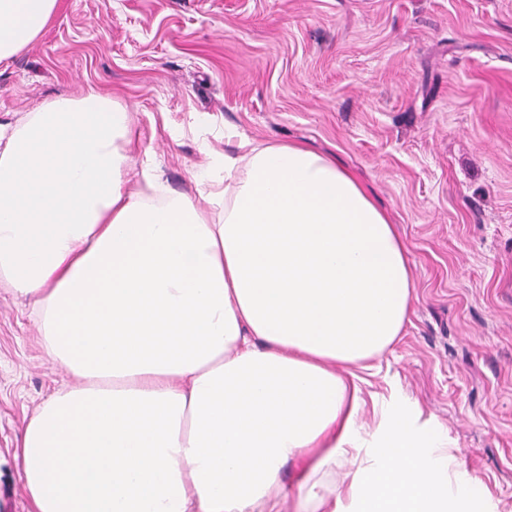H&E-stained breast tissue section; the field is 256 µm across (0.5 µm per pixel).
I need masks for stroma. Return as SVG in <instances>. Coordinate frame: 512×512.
<instances>
[{"label": "stroma", "mask_w": 512, "mask_h": 512, "mask_svg": "<svg viewBox=\"0 0 512 512\" xmlns=\"http://www.w3.org/2000/svg\"><path fill=\"white\" fill-rule=\"evenodd\" d=\"M133 118V171L169 194L240 139L297 142L356 173L409 249L401 340L362 386L441 425L458 478L512 512V0H60L0 63V123L87 87ZM0 288V512H31L21 435L64 367Z\"/></svg>", "instance_id": "35a3bbf8"}]
</instances>
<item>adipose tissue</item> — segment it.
<instances>
[{"instance_id":"ef3b65f1","label":"adipose tissue","mask_w":512,"mask_h":512,"mask_svg":"<svg viewBox=\"0 0 512 512\" xmlns=\"http://www.w3.org/2000/svg\"><path fill=\"white\" fill-rule=\"evenodd\" d=\"M59 3L0 0V62ZM131 153L127 107L93 87L0 124V281L71 376L22 432L32 512H472L481 483L455 485L439 429L403 410L360 425L359 374L414 286L358 178L243 140L223 189L193 172L194 200L131 175Z\"/></svg>"}]
</instances>
